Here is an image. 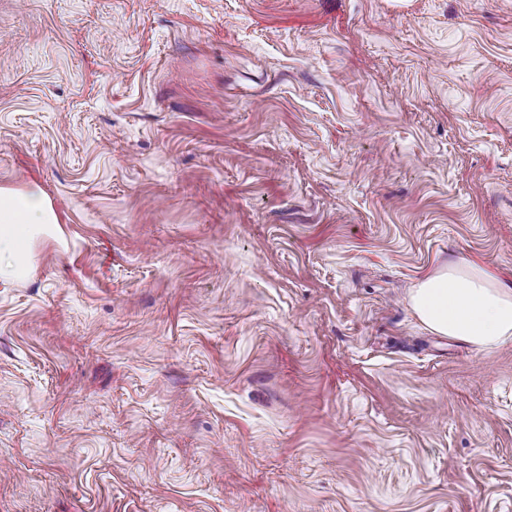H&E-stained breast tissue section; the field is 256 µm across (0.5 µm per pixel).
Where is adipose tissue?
<instances>
[{
  "label": "adipose tissue",
  "mask_w": 512,
  "mask_h": 512,
  "mask_svg": "<svg viewBox=\"0 0 512 512\" xmlns=\"http://www.w3.org/2000/svg\"><path fill=\"white\" fill-rule=\"evenodd\" d=\"M58 234L53 208L40 188L0 187V284L22 277V259L40 237ZM410 305L432 332L492 350L512 341V282L484 264L460 257L421 278Z\"/></svg>",
  "instance_id": "ef3b65f1"
}]
</instances>
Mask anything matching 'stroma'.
Instances as JSON below:
<instances>
[{
    "instance_id": "obj_1",
    "label": "stroma",
    "mask_w": 512,
    "mask_h": 512,
    "mask_svg": "<svg viewBox=\"0 0 512 512\" xmlns=\"http://www.w3.org/2000/svg\"><path fill=\"white\" fill-rule=\"evenodd\" d=\"M0 512H512V0H0ZM53 208L38 187L16 190L0 187V257L11 261L0 265V284L12 285L22 277L24 255L30 256L33 242L58 236ZM410 305L432 332L493 350L512 341V282L460 257L421 278Z\"/></svg>"
}]
</instances>
